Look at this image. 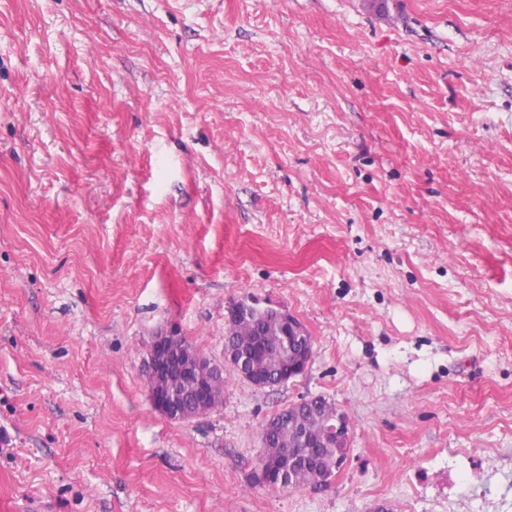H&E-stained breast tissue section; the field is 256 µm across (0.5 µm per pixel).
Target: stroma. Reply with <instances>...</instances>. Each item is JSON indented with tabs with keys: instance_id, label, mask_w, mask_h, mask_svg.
<instances>
[{
	"instance_id": "stroma-1",
	"label": "stroma",
	"mask_w": 512,
	"mask_h": 512,
	"mask_svg": "<svg viewBox=\"0 0 512 512\" xmlns=\"http://www.w3.org/2000/svg\"><path fill=\"white\" fill-rule=\"evenodd\" d=\"M251 296L304 374L186 421ZM350 423L328 487L264 421ZM19 512H512V0H0V496ZM174 329L151 337L145 359L148 389L153 406L171 420H189L211 411L224 396V368L213 365L189 343L175 345ZM192 386L185 390L184 384ZM288 449L296 454L306 456L312 453H326L328 448H307L290 432L288 427L281 430L272 438L271 448H263L257 461V466L253 473L254 482L258 485L267 484V475L270 471L277 470L283 480L284 475L290 472L292 466L301 461L300 455L288 456V467L285 463H269L264 461L265 456L271 459L278 458L281 455L288 454ZM259 462H262L259 464ZM287 480L283 484L271 483L265 488L269 491H277L281 488L291 487L294 489H317L329 484L333 473L326 466L302 465L292 470Z\"/></svg>"
}]
</instances>
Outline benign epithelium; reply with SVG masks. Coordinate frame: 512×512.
I'll return each mask as SVG.
<instances>
[{
  "label": "benign epithelium",
  "instance_id": "1",
  "mask_svg": "<svg viewBox=\"0 0 512 512\" xmlns=\"http://www.w3.org/2000/svg\"><path fill=\"white\" fill-rule=\"evenodd\" d=\"M286 324L283 336L285 349H290L294 341L307 336L303 324L288 313H281ZM177 331L160 330L151 337L150 350L145 359L148 389L153 406L171 420H189L211 411L220 404L224 396V369L213 365L198 349L189 343L175 345ZM313 357V344L306 340L299 353L288 363V370L278 381L284 384L303 374ZM224 361L239 376H248L247 356L224 341ZM327 433L336 445L346 448L349 440L347 420L336 414V419L329 422ZM301 461L300 456L288 457V463L258 464L253 473L254 482L264 486L267 475L276 470L285 475L291 466Z\"/></svg>",
  "mask_w": 512,
  "mask_h": 512
}]
</instances>
